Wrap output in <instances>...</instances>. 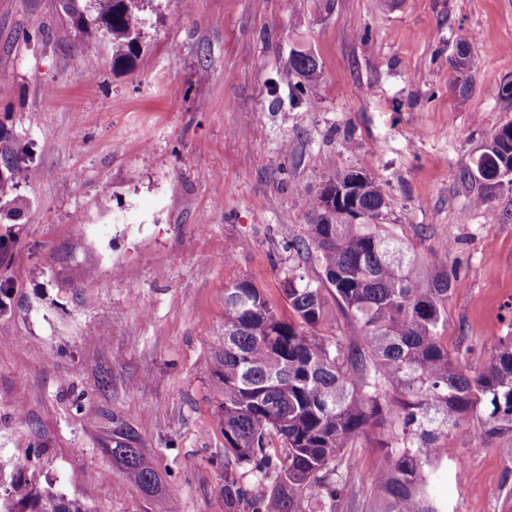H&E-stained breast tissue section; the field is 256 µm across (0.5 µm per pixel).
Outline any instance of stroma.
<instances>
[{"instance_id": "stroma-1", "label": "stroma", "mask_w": 512, "mask_h": 512, "mask_svg": "<svg viewBox=\"0 0 512 512\" xmlns=\"http://www.w3.org/2000/svg\"><path fill=\"white\" fill-rule=\"evenodd\" d=\"M141 47L116 61L72 33L63 0H0V460L90 512H224V437L208 361L224 287L276 306L303 197L335 170L384 187L385 223L454 270L448 346L479 370L512 334V188L482 206L463 179L512 120V0H153ZM470 48L460 97L449 64ZM318 76L290 72L293 51ZM304 84L303 99L294 87ZM136 430L159 476L126 481L107 449ZM448 512H512V433L481 447ZM374 436L353 443L336 512H366Z\"/></svg>"}]
</instances>
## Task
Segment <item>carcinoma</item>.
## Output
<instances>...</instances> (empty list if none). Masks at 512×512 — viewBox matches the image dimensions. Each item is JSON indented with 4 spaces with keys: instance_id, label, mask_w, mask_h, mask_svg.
<instances>
[{
    "instance_id": "obj_1",
    "label": "carcinoma",
    "mask_w": 512,
    "mask_h": 512,
    "mask_svg": "<svg viewBox=\"0 0 512 512\" xmlns=\"http://www.w3.org/2000/svg\"><path fill=\"white\" fill-rule=\"evenodd\" d=\"M143 2L67 0V9L79 23L94 16L116 61L135 49ZM450 65L464 98L472 77L457 58ZM289 66L305 77L317 71L305 51ZM500 169L512 170L511 120L463 174L481 186L476 205L502 187ZM338 186L354 203H336ZM303 204L310 224L288 251L307 254L322 276L285 273L291 315L249 279L224 288V343L209 365L224 435V512H334L346 492L345 450L372 429L369 512H444L434 488L448 472V438L462 442L461 421H479L484 448L512 432V336L498 339L481 370L467 365L469 350L448 352L453 273L381 223L385 195L365 169L335 172ZM139 443L118 422L107 452L148 491L158 474ZM257 486L267 492L256 495ZM0 512L90 510L0 464Z\"/></svg>"
}]
</instances>
